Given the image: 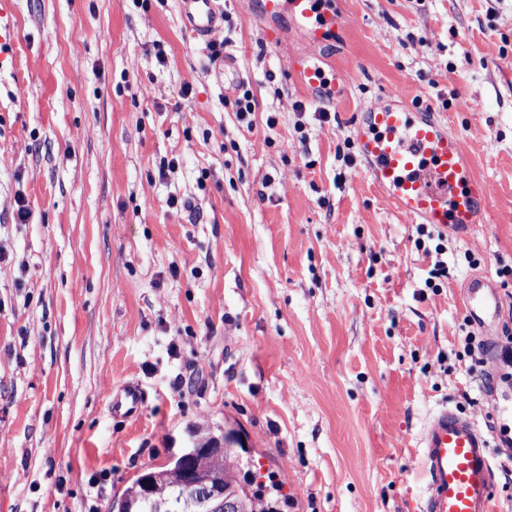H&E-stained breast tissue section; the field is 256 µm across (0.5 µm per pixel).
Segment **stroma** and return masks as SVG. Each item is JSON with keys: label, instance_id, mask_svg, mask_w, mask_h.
Wrapping results in <instances>:
<instances>
[{"label": "stroma", "instance_id": "1", "mask_svg": "<svg viewBox=\"0 0 512 512\" xmlns=\"http://www.w3.org/2000/svg\"><path fill=\"white\" fill-rule=\"evenodd\" d=\"M259 2L218 0L219 86L180 0H0V512H116L228 430L277 512H422L435 410L512 434L460 288L486 273L512 337V0H339L319 45L284 16L261 31ZM305 57L361 78L321 99ZM394 89L459 139L480 223L409 222L372 184L356 126ZM129 380L147 401L119 421ZM145 402L142 387L130 381L112 395L109 410L114 418L129 420L140 414Z\"/></svg>", "mask_w": 512, "mask_h": 512}]
</instances>
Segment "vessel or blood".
<instances>
[{"label":"vessel or blood","mask_w":512,"mask_h":512,"mask_svg":"<svg viewBox=\"0 0 512 512\" xmlns=\"http://www.w3.org/2000/svg\"><path fill=\"white\" fill-rule=\"evenodd\" d=\"M180 3L183 22L194 34L208 35L224 22L217 0ZM284 12L314 44L340 21L335 0H265L257 21L264 26ZM296 72L305 85L333 98L358 79L356 71L348 70L326 80L322 67L310 61L298 63ZM355 140L375 187L410 219L458 229L477 223L484 190L458 139L433 114L409 107L394 91L367 112ZM462 288L470 319L481 335L495 336L501 312L495 284L474 275ZM145 402L142 387L130 381L113 394L109 410L113 417L129 420ZM419 446L427 477L424 512H490L495 485L491 443L474 420L440 407L422 427Z\"/></svg>","instance_id":"1"}]
</instances>
